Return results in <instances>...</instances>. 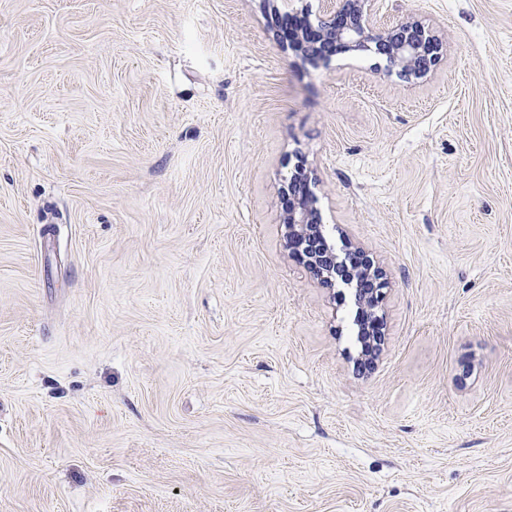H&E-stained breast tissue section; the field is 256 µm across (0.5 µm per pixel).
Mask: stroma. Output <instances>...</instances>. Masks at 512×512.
<instances>
[{
    "label": "stroma",
    "mask_w": 512,
    "mask_h": 512,
    "mask_svg": "<svg viewBox=\"0 0 512 512\" xmlns=\"http://www.w3.org/2000/svg\"><path fill=\"white\" fill-rule=\"evenodd\" d=\"M371 8L436 69L303 60L283 0H0V512H512V0ZM311 180L310 171L298 163L289 178L287 188L283 191L288 201L283 215V224L288 227V245L296 259L327 286L335 285L336 278H340L345 285H352L355 282L356 301L359 308L365 312L361 328L362 334L366 336L363 355L373 359L382 338L380 318L376 312L386 298L387 282L374 259L360 247L349 246L353 249H348L351 252L348 258L344 257L338 261L339 258L334 248L327 243L320 225L312 224L314 217L311 206ZM347 261L353 265V269H350L349 278L342 279L336 274V262L340 263V267ZM365 278L370 284L369 288H363L361 285Z\"/></svg>",
    "instance_id": "obj_1"
}]
</instances>
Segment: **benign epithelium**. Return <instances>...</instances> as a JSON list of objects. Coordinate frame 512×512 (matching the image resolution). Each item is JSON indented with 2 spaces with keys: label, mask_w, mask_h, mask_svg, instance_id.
<instances>
[{
  "label": "benign epithelium",
  "mask_w": 512,
  "mask_h": 512,
  "mask_svg": "<svg viewBox=\"0 0 512 512\" xmlns=\"http://www.w3.org/2000/svg\"><path fill=\"white\" fill-rule=\"evenodd\" d=\"M321 15L312 23L306 7L290 14L300 26L280 34V39L303 58L317 61L337 54L358 51L373 44L399 65L406 76L423 79L439 64L443 45L421 22L407 20L395 26L377 23L366 8L367 0H321ZM311 173L304 165H296L284 190L288 201L283 223L288 227V245L296 259L307 266L328 286L338 278L336 262H350L351 275L342 280L355 285L356 301L365 312L361 328L366 336L365 357L372 359L379 350L382 332L376 312L386 298L387 282L383 272L368 252L351 249L348 258L338 259L327 243L320 225L313 223L311 206Z\"/></svg>",
  "instance_id": "obj_1"
}]
</instances>
